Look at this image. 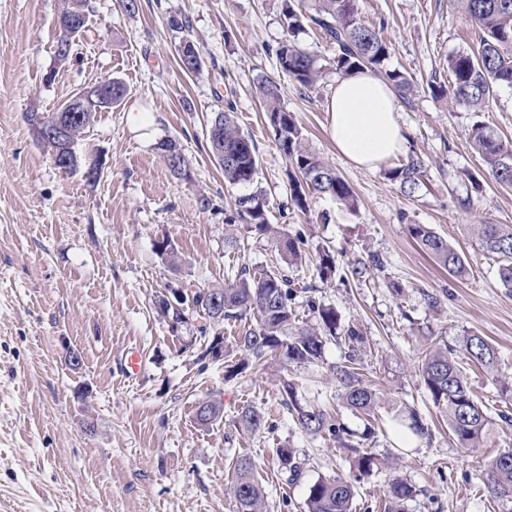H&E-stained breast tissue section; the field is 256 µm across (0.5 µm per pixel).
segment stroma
<instances>
[{
  "label": "stroma",
  "mask_w": 512,
  "mask_h": 512,
  "mask_svg": "<svg viewBox=\"0 0 512 512\" xmlns=\"http://www.w3.org/2000/svg\"><path fill=\"white\" fill-rule=\"evenodd\" d=\"M90 0L91 23L78 55L55 56L54 19L63 0H0V512H234L227 495L237 457H250L265 487L268 512H307L308 485L318 477L350 474L356 455L370 452L378 467L355 483L353 512H385L390 483L416 489L408 512H512L487 488L486 462L512 448V293L500 288L497 266L473 226L512 224V187L498 185L469 142L481 121L512 141V89H498L485 111L471 112L435 96L431 81L448 83L449 56L475 46L473 26L451 0H357L363 22L391 45L390 67L414 82L399 103L405 153L425 163L424 184L403 194L384 170L354 166L331 139L326 101L339 71L335 50L317 30L299 43L318 58L322 77L306 90L280 75L275 51L285 39L283 0ZM188 16L203 60L200 73L178 65L179 39L170 15ZM53 80H46L47 70ZM279 80L284 105L297 117L307 145L334 165L353 188L349 211L328 197L308 200V214L290 202L287 162L277 149L257 94L260 80ZM108 78L127 94L97 113L76 150L98 158L101 173L59 171L35 139L26 112H54L82 88ZM147 116L130 121L132 108ZM234 108L254 140L258 185L271 223L305 241V263L288 269L300 319L315 323L306 300L332 307L341 326L366 336L359 372L376 390L377 427L367 434L344 408L331 366L346 347L329 343L325 370L283 371L276 361L249 364L237 375L223 362L201 367L182 348L189 326L172 330L154 303L168 289L220 286L240 264L266 268L274 251L256 233L238 230L225 242L224 209L246 194L228 186L209 152L215 112ZM178 140L190 175L175 177L159 148ZM478 192L465 191L468 176ZM215 208L203 210L201 197ZM470 197V207L461 198ZM424 224L450 242L470 267L460 280L411 238ZM181 255L170 265L164 251ZM336 259L332 280L321 281L319 247ZM380 255L382 267L369 263ZM484 336L497 366L468 365L465 375L491 422L479 447H459L420 376L431 346L457 347L462 336ZM138 351L140 372L127 376L124 357ZM309 382L316 402L353 435V448L329 435L303 431L279 401L281 376ZM214 400L222 418L195 419L200 402ZM269 421L238 430L242 408ZM428 427L409 429L408 409ZM306 461L290 482L275 462L280 446Z\"/></svg>",
  "instance_id": "35a3bbf8"
}]
</instances>
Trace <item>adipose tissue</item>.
<instances>
[{"instance_id":"ef3b65f1","label":"adipose tissue","mask_w":512,"mask_h":512,"mask_svg":"<svg viewBox=\"0 0 512 512\" xmlns=\"http://www.w3.org/2000/svg\"><path fill=\"white\" fill-rule=\"evenodd\" d=\"M326 110L337 151L355 166L380 168L403 147L395 94L371 73L338 79Z\"/></svg>"}]
</instances>
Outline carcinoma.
<instances>
[{
	"label": "carcinoma",
	"instance_id": "1",
	"mask_svg": "<svg viewBox=\"0 0 512 512\" xmlns=\"http://www.w3.org/2000/svg\"><path fill=\"white\" fill-rule=\"evenodd\" d=\"M66 5L56 18L59 41L73 44V39L86 32L82 19L89 15L87 0H65ZM454 8L478 29L479 44L467 51L448 57V85L433 81V93L446 96L450 102L467 105L473 112H482L493 99L498 88H512V0H453ZM282 16L288 38L276 49V60L283 75L304 89L312 88L319 80L320 68L316 58L301 47L297 36L305 26L319 30L323 38L335 48L336 69L344 74L367 69L391 85L402 101L409 99L413 84L397 68H390V45L374 28L363 23L357 0H310L299 9L294 0H285ZM168 25L181 34L180 43L186 55L179 56V66L186 73H195L202 67L200 52L191 34V23L182 15H171ZM259 95L278 149L287 160L286 175L290 200L301 212L307 211V193L329 196L349 210L357 200L349 183L336 168L322 159L304 143L293 113L282 103L278 81L265 79L258 84ZM88 89L75 93L60 111L27 113V121L34 136L39 127L67 115L68 124L62 140H39L51 153H67L65 145L78 142L94 122L97 112L121 103L126 89L123 83L112 80V98L98 106L85 103ZM470 142L487 166L488 174L501 186H512V143L504 141L490 127L475 122L469 130ZM208 142L215 163L229 185L255 186L254 191L239 196L233 209L224 212V223L229 227L239 224L254 231L275 245L281 266L254 269L241 265L235 282L211 288H197L188 293L179 291L173 303H158L159 314L178 322L187 312L203 319L193 329L187 347H198L197 362L207 365L212 350V336L221 323L242 321L244 325L235 340L236 346L260 363L267 356L279 360L283 366H317L323 363L326 343L344 341L350 352L348 364L334 368L336 379L343 388V400L353 411L372 415L376 394L362 384L355 367V352L365 343L357 328H340L336 311L310 295L307 306L317 314L315 324L300 325L293 307L297 291L288 278L287 267L306 259L304 241L289 236L279 225L269 221L268 202L256 186L259 173L257 149L252 138L240 128L233 109L214 113L210 120ZM164 160L178 177L188 176V162L181 145L174 139L160 143ZM425 164L419 156H409L403 162L387 169L386 178L400 190L412 194L423 183ZM409 233L422 251L433 258L448 273L459 279L469 275L470 269L461 254L448 240L424 224L409 225ZM476 236L481 247L497 264L500 287L512 293V225L479 224ZM455 356L446 349L427 351L422 357L421 374L434 405L443 409L448 428L461 448H476L489 425L488 407L478 402L464 374L460 359L476 362L486 369L496 365V352L484 337L471 334L462 338ZM283 407L296 423L313 435L328 434L339 438L344 429L324 409L304 405L299 398V384L284 377L279 388ZM221 409L213 401L196 408V420L208 425L219 420ZM243 431L256 432L266 426L262 412L245 407L236 420ZM278 464L287 479L294 481L304 472V461L295 449L283 446L276 450ZM236 480L230 487L235 512H267L266 493L254 475L251 458L241 456L235 463ZM488 489L493 497L512 500V448L500 451L489 463ZM355 486L352 480L341 476L319 477L308 486V512H352ZM415 496V488L402 479L389 486L387 512H406L407 502Z\"/></svg>",
	"mask_w": 512,
	"mask_h": 512
}]
</instances>
